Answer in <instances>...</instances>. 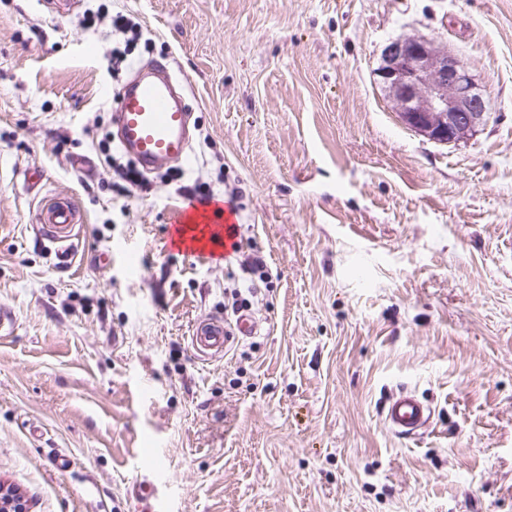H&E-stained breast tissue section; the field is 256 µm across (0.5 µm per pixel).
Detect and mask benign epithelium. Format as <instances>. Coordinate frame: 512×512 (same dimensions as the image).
<instances>
[{
	"label": "benign epithelium",
	"instance_id": "1",
	"mask_svg": "<svg viewBox=\"0 0 512 512\" xmlns=\"http://www.w3.org/2000/svg\"><path fill=\"white\" fill-rule=\"evenodd\" d=\"M377 75L398 103L404 124L433 142L456 144L488 115L485 94L468 65L426 37L390 39ZM0 512L30 509L19 492L0 482Z\"/></svg>",
	"mask_w": 512,
	"mask_h": 512
}]
</instances>
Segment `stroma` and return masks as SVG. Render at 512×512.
Here are the masks:
<instances>
[{
	"label": "stroma",
	"mask_w": 512,
	"mask_h": 512,
	"mask_svg": "<svg viewBox=\"0 0 512 512\" xmlns=\"http://www.w3.org/2000/svg\"><path fill=\"white\" fill-rule=\"evenodd\" d=\"M397 35L457 53L488 122L404 125ZM163 60L190 159L128 196L116 92ZM199 183L239 245L190 262ZM53 196L84 216L66 267L32 227ZM240 311L260 334L197 360L194 323ZM1 312L0 481L32 512H512V0H0ZM403 388L415 438L382 415ZM383 415L387 425L396 434L414 438L429 425L432 410L412 391L401 389L388 400Z\"/></svg>",
	"instance_id": "1"
}]
</instances>
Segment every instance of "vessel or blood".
Returning a JSON list of instances; mask_svg holds the SVG:
<instances>
[{"label":"vessel or blood","instance_id":"1","mask_svg":"<svg viewBox=\"0 0 512 512\" xmlns=\"http://www.w3.org/2000/svg\"><path fill=\"white\" fill-rule=\"evenodd\" d=\"M167 72V66L156 63L150 74L123 85L118 92L119 108L113 114L120 148L146 173L169 162L186 160L190 152V114L176 96ZM80 221L66 198L50 202L38 215L39 233L58 243L60 262H69L74 255L71 237ZM173 221L179 226V253L197 261L212 255L215 245L228 238L236 216L218 205L209 212L178 210ZM258 329V323L248 314L240 315L231 327L223 320L205 318L195 323L191 345L198 356L213 357L227 350L234 335L253 336ZM383 415L396 434L413 438L427 428L432 410L412 391L402 389L388 400Z\"/></svg>","mask_w":512,"mask_h":512}]
</instances>
